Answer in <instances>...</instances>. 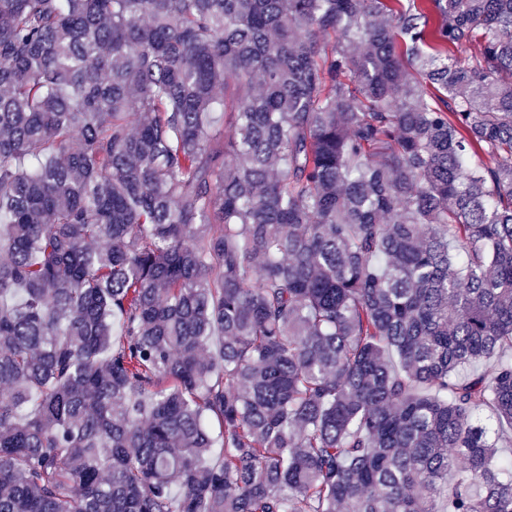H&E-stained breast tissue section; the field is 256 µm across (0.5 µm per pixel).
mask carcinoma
<instances>
[{
  "mask_svg": "<svg viewBox=\"0 0 512 512\" xmlns=\"http://www.w3.org/2000/svg\"><path fill=\"white\" fill-rule=\"evenodd\" d=\"M0 254V512H512V0H0Z\"/></svg>",
  "mask_w": 512,
  "mask_h": 512,
  "instance_id": "carcinoma-1",
  "label": "carcinoma"
}]
</instances>
